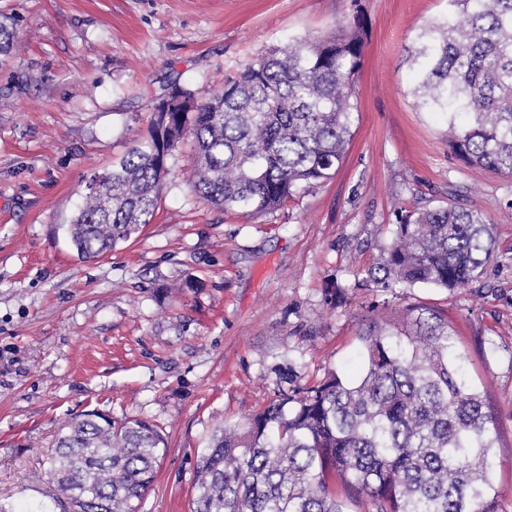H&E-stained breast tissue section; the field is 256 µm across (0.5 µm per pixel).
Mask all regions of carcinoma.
<instances>
[{"label":"carcinoma","mask_w":512,"mask_h":512,"mask_svg":"<svg viewBox=\"0 0 512 512\" xmlns=\"http://www.w3.org/2000/svg\"><path fill=\"white\" fill-rule=\"evenodd\" d=\"M414 94L448 114V146L472 166L512 175V0H448L421 35ZM17 47L0 23V56ZM360 18L325 37L273 48L198 103L177 89L149 137L99 175L67 233L81 260L129 241L153 218L165 147L195 142V192L226 212L275 211L335 173L353 136ZM478 210H410L368 278L402 298L419 285L462 290L492 255ZM442 310L408 304L369 315L360 369L278 390L244 424L217 425L194 467L191 512H497L495 417L472 383ZM167 448L160 429L96 410L68 421L48 459L49 502L33 512H135Z\"/></svg>","instance_id":"1"}]
</instances>
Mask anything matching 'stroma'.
<instances>
[{
  "label": "stroma",
  "instance_id": "35a3bbf8",
  "mask_svg": "<svg viewBox=\"0 0 512 512\" xmlns=\"http://www.w3.org/2000/svg\"><path fill=\"white\" fill-rule=\"evenodd\" d=\"M360 17L359 118L342 165L283 208L246 217L193 189L191 139L136 238L80 260L65 228L86 184L148 137L179 86L208 99L269 48ZM447 0H0L20 47L0 67V504L33 512L71 417L157 424L168 447L136 512H190L194 462L217 424L277 389L352 374L382 292L367 282L398 214L486 213L494 250L469 288L406 290L447 313L496 417L494 484L512 512V176L448 147L410 54ZM341 289L331 303L329 286Z\"/></svg>",
  "mask_w": 512,
  "mask_h": 512
}]
</instances>
